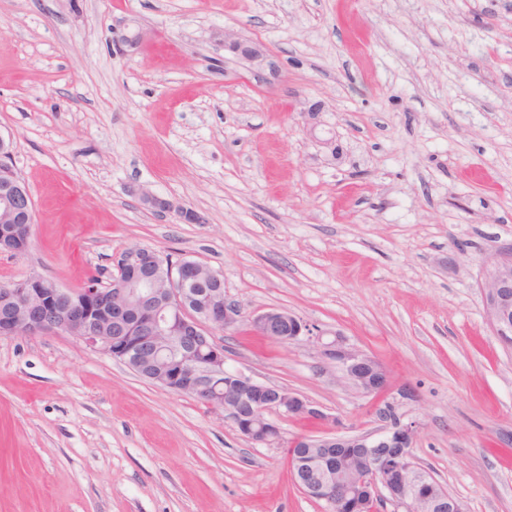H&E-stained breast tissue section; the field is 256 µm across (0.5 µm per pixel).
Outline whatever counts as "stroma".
I'll use <instances>...</instances> for the list:
<instances>
[{
	"instance_id": "1",
	"label": "stroma",
	"mask_w": 512,
	"mask_h": 512,
	"mask_svg": "<svg viewBox=\"0 0 512 512\" xmlns=\"http://www.w3.org/2000/svg\"><path fill=\"white\" fill-rule=\"evenodd\" d=\"M131 23L145 40L119 50ZM228 30L266 61L225 52ZM0 131L36 210L0 283L108 282L133 247L200 261L245 313L383 362L416 462L465 512H512V344L481 290L512 244V0H0ZM216 339L225 368L378 427L381 398L313 346ZM0 512L324 509L285 445L51 334L0 336Z\"/></svg>"
}]
</instances>
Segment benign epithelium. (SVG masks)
<instances>
[{
    "instance_id": "1",
    "label": "benign epithelium",
    "mask_w": 512,
    "mask_h": 512,
    "mask_svg": "<svg viewBox=\"0 0 512 512\" xmlns=\"http://www.w3.org/2000/svg\"><path fill=\"white\" fill-rule=\"evenodd\" d=\"M224 48L249 61L266 57L263 47L224 31ZM11 136L0 132V252L21 255V228L35 223L34 201L26 182L9 164ZM142 204L166 213L171 205L148 191L132 190ZM201 263L183 258L170 262L145 247L123 252L117 273L105 288H65L53 279L32 275L0 288V336L67 334L84 345L100 350L124 363L135 373L152 365L169 370L157 379L164 388L181 393L191 389L208 408L229 416L247 440L262 444L260 428L271 423L273 410L289 416L308 415L330 419L311 401L285 387L255 382L243 377L254 399L250 415L241 413V403L228 402L211 387V380L224 373V346L215 333L244 323L262 336H275L286 344L308 341L322 358L336 364L342 379L361 394H373L389 384L386 367L376 358L349 346L342 338L326 341L300 317L270 309L246 315L228 298L199 315L187 305L188 286L195 282ZM140 275L139 304L147 309L137 336H130L118 318L92 316L106 307L117 308L128 292L126 272ZM482 292L493 332L502 340L512 339V247L503 248L483 270ZM383 426L369 433L346 434L330 430L320 437L300 436L295 443L318 448H336L361 462L353 477L336 483L327 468L301 466L291 455L293 481L305 496L324 504L327 512H412L422 499L421 489L433 486L417 465L412 448L419 423L404 416H379ZM431 508L436 512H464L462 503L448 491H432Z\"/></svg>"
}]
</instances>
